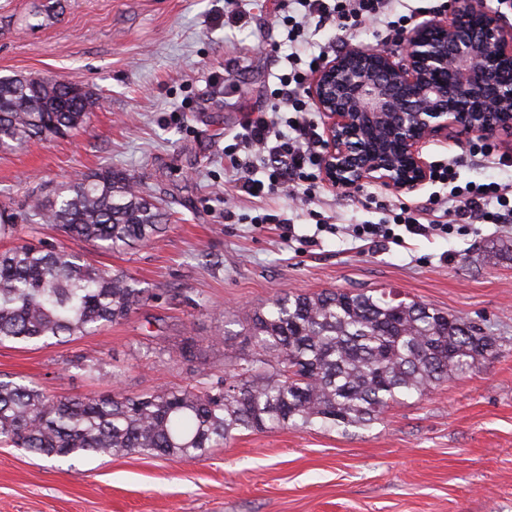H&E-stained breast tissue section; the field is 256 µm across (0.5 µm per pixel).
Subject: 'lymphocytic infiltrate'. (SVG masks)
Returning a JSON list of instances; mask_svg holds the SVG:
<instances>
[{
  "instance_id": "lymphocytic-infiltrate-1",
  "label": "lymphocytic infiltrate",
  "mask_w": 512,
  "mask_h": 512,
  "mask_svg": "<svg viewBox=\"0 0 512 512\" xmlns=\"http://www.w3.org/2000/svg\"><path fill=\"white\" fill-rule=\"evenodd\" d=\"M301 9V19L292 25L291 34H298L311 19L331 22L340 31H348L360 24H375L386 33L401 34L411 24L410 16L392 18L393 0H292ZM307 71L297 70L280 75L279 83L270 93L267 110L248 116L242 125L237 143L224 149L233 168H240L239 150L266 151L275 169L270 182L251 176H241L237 189L244 194L253 191H283L294 182L314 186L321 167V146L311 131L308 119L310 104L302 95ZM432 180L449 185L450 191L431 198L428 205L412 209L402 208L394 214L391 223L354 224L350 230L355 239L373 247L398 244L404 233L432 236L446 233L449 222H480L483 224L512 223V181L457 185L454 164L438 161L430 169Z\"/></svg>"
}]
</instances>
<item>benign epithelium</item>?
<instances>
[{
  "label": "benign epithelium",
  "mask_w": 512,
  "mask_h": 512,
  "mask_svg": "<svg viewBox=\"0 0 512 512\" xmlns=\"http://www.w3.org/2000/svg\"><path fill=\"white\" fill-rule=\"evenodd\" d=\"M398 56L352 45L313 75L307 94L325 118V183L375 182L396 192L429 180L420 146L438 137L512 133V24L486 0H453L448 16L402 34Z\"/></svg>",
  "instance_id": "obj_1"
}]
</instances>
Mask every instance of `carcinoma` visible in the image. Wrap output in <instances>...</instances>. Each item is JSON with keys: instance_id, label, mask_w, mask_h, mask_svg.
<instances>
[{"instance_id": "1", "label": "carcinoma", "mask_w": 512, "mask_h": 512, "mask_svg": "<svg viewBox=\"0 0 512 512\" xmlns=\"http://www.w3.org/2000/svg\"><path fill=\"white\" fill-rule=\"evenodd\" d=\"M95 106L73 78H1L0 150L76 130ZM162 216L129 174L110 168L71 181L31 214L105 250L149 241ZM150 298L132 276L63 247L0 251V345L64 344L128 319ZM244 329L250 352L205 386L72 397L1 376L0 443L49 457L134 452L183 462L236 430L367 428L401 398L466 375L496 346L471 322L364 290L279 295Z\"/></svg>"}]
</instances>
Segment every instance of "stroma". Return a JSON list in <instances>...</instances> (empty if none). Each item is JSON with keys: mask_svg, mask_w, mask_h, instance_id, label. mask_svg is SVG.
<instances>
[{"mask_svg": "<svg viewBox=\"0 0 512 512\" xmlns=\"http://www.w3.org/2000/svg\"><path fill=\"white\" fill-rule=\"evenodd\" d=\"M280 0H0V77H73L100 100L66 137L0 152V250L28 241L67 247L122 270L152 299L127 321L69 343L0 345V373L67 396L139 395L224 374L249 352L247 313L288 293L384 290L480 325L500 346L466 376L390 407L366 429L243 431L206 457L138 454L45 458L0 445V512H512V223L453 224L373 250L347 235L444 187L396 193L375 183L313 199H231L224 156L246 113L266 109L290 48ZM335 41L400 46L379 28L307 27L298 48ZM228 80L214 84L215 73ZM432 139L425 162L459 158L458 185L512 180V135ZM120 169L158 201L165 227L148 242L103 251L40 227L31 206L72 180ZM232 218H225V209ZM277 216L274 224L258 216ZM193 344L191 360L169 351Z\"/></svg>", "mask_w": 512, "mask_h": 512, "instance_id": "35a3bbf8", "label": "stroma"}]
</instances>
